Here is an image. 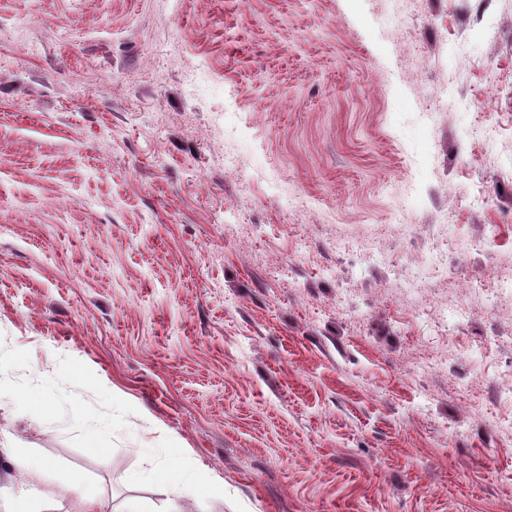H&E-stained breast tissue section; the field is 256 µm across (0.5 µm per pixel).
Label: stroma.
Segmentation results:
<instances>
[{
    "instance_id": "obj_1",
    "label": "stroma",
    "mask_w": 512,
    "mask_h": 512,
    "mask_svg": "<svg viewBox=\"0 0 512 512\" xmlns=\"http://www.w3.org/2000/svg\"><path fill=\"white\" fill-rule=\"evenodd\" d=\"M475 5L0 0V501L512 512V296L418 315L512 274V0ZM448 240L458 252H483L497 245V237H488L484 234H457L448 236ZM469 304L468 303H460L455 307L448 309V307L441 309H432L431 307H424L421 310V314L425 315L427 319L437 318L442 327H448V312L456 319L457 323L453 325V328L456 326H460L463 321L468 317L469 314ZM13 464L21 473L27 475L29 481L36 482L49 469L46 461L36 460L29 456L18 455L13 458ZM55 482L58 496H73L78 499L79 512H106L104 502L100 498L86 496L81 492L79 481H76L73 475H58Z\"/></svg>"
}]
</instances>
